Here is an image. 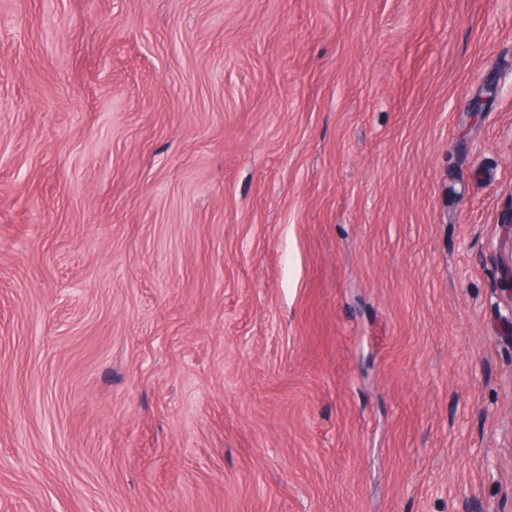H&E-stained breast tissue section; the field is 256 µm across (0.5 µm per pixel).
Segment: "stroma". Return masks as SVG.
I'll use <instances>...</instances> for the list:
<instances>
[{
    "label": "stroma",
    "instance_id": "35a3bbf8",
    "mask_svg": "<svg viewBox=\"0 0 512 512\" xmlns=\"http://www.w3.org/2000/svg\"><path fill=\"white\" fill-rule=\"evenodd\" d=\"M511 221L512 0H0V512H512Z\"/></svg>",
    "mask_w": 512,
    "mask_h": 512
}]
</instances>
